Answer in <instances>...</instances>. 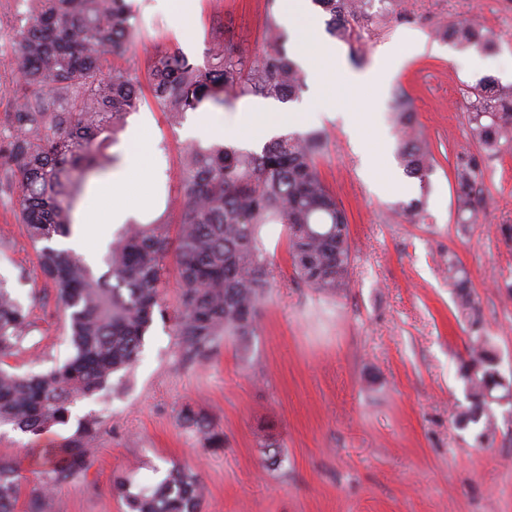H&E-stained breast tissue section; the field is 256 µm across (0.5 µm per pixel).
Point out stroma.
Here are the masks:
<instances>
[{
	"label": "stroma",
	"mask_w": 512,
	"mask_h": 512,
	"mask_svg": "<svg viewBox=\"0 0 512 512\" xmlns=\"http://www.w3.org/2000/svg\"><path fill=\"white\" fill-rule=\"evenodd\" d=\"M144 36L132 54L107 55L106 63L145 66L167 46L190 61L206 62L212 25L224 27L228 44L253 53L264 47L266 0H195L184 12L178 0H130ZM24 0H0V119L13 109L17 62L8 45L23 22ZM480 20L498 41L492 67L482 53L436 37L435 28ZM285 47L338 49L353 71L373 68L392 51L389 81L346 95L334 74L337 110L369 114L368 132L385 131L375 168H368L342 121L305 111L314 77L303 73L299 97L273 102L277 112L299 115L296 132H323L327 147L321 175L344 208L350 229L349 288L330 297L292 277L283 228H262L274 281L259 310L247 350L220 345L205 360L182 361L170 320L156 319L137 364L113 376L106 399L79 402L81 416L101 421L88 444L86 474L62 485L64 512H127L112 494L115 477L134 487L157 480L172 465L193 469L207 489L203 512H512V404H492L498 431L478 447L476 429H460L455 412L465 402L459 361L472 337H488L499 369L512 378V246L501 230L512 226V150L480 156L484 177L476 212L459 230L453 166L468 140L467 89L486 78L512 84V0H410L400 15L358 49L326 31L311 36L293 29ZM412 101L422 137L435 162L426 182L408 178L397 157L400 131L391 106L398 95ZM196 113L171 124L145 100L129 125L147 122L154 157L163 168V198L182 194L180 163L191 143ZM392 173L394 182L377 190ZM419 202L421 220L401 207ZM466 269L477 318L460 315L448 284V259ZM0 277L29 315L23 350L10 358L14 372L51 368L72 353L69 329L53 288L42 279L36 253L16 211L0 196ZM192 405L224 432V445L206 448L182 428L178 412ZM276 435L281 466L269 467L260 430ZM74 425L41 436L0 428V452L20 462L28 481L18 508L26 512L36 491L31 475L43 451L70 436Z\"/></svg>",
	"instance_id": "obj_1"
}]
</instances>
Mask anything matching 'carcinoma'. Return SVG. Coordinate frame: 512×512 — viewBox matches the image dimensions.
I'll list each match as a JSON object with an SVG mask.
<instances>
[{
	"label": "carcinoma",
	"instance_id": "carcinoma-1",
	"mask_svg": "<svg viewBox=\"0 0 512 512\" xmlns=\"http://www.w3.org/2000/svg\"><path fill=\"white\" fill-rule=\"evenodd\" d=\"M369 0H313L327 16V33L349 42L358 30H377L383 14ZM24 24L14 30L18 63L15 106L0 125V191L16 193V211L36 251L41 276L56 292L68 317L72 355L43 372L18 375L3 367L30 333L21 304L0 282V427L25 434L67 425L72 408L112 392V376L138 360L154 316L163 312L162 290L169 272V224L165 216L122 225L108 246L107 272L93 269L73 251L53 243L72 234V213L86 183L117 161L108 142L126 126L143 100L139 68L101 65L109 51H122L139 35L135 10L127 0H28ZM461 48L486 51L491 34L475 23L446 28ZM283 29L273 10L264 20L266 46L255 57L243 54L212 29L206 64L198 66L177 47L156 52L147 62L154 104L178 123L203 103L222 105L259 96L290 101L302 90L300 69L280 48ZM468 135L486 155L512 148V85L493 81L471 92ZM405 139L400 164L410 178L425 181L431 162L404 100L394 103ZM325 142L316 133H285L261 151L229 143L191 144L184 152L180 235L176 251L179 307L172 332L180 357L203 359L228 337L245 348L256 335L258 308L273 274L260 231L280 224L288 240L295 279L334 296L349 285L351 244L347 216L317 167ZM458 223L475 212L483 170L473 155L457 156L454 168ZM448 279L458 310L474 308L470 281L453 259ZM499 356L482 336L461 362L468 405L460 407L463 427L482 425L477 441L490 445L496 426L491 404L512 402V383L499 371ZM186 428L210 448L224 447V433L191 407L181 411ZM97 415L77 421L75 432L47 452L39 472L40 492L29 512H59L53 491L88 469L86 444L96 433ZM271 466L282 463L271 432L260 435ZM23 475L0 454V512H16ZM113 493L129 512H202L205 488L192 470L174 465L150 488L132 491L122 477Z\"/></svg>",
	"mask_w": 512,
	"mask_h": 512
}]
</instances>
